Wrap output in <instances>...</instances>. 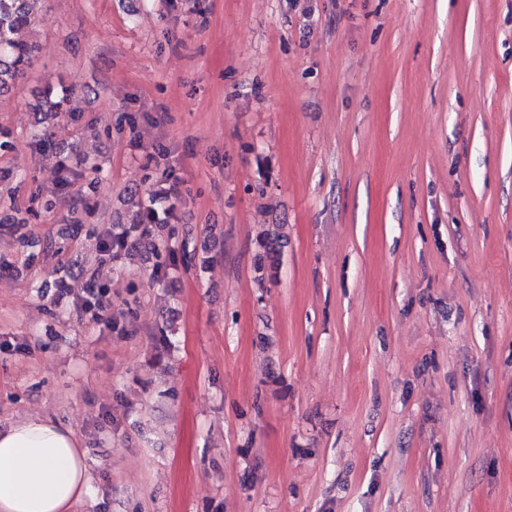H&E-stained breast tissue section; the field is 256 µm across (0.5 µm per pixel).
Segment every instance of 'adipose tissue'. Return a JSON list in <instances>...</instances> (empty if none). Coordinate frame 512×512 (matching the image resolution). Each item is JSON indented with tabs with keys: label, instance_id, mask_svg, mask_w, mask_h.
<instances>
[{
	"label": "adipose tissue",
	"instance_id": "obj_1",
	"mask_svg": "<svg viewBox=\"0 0 512 512\" xmlns=\"http://www.w3.org/2000/svg\"><path fill=\"white\" fill-rule=\"evenodd\" d=\"M93 491L70 428L37 415L0 427V512H71Z\"/></svg>",
	"mask_w": 512,
	"mask_h": 512
}]
</instances>
